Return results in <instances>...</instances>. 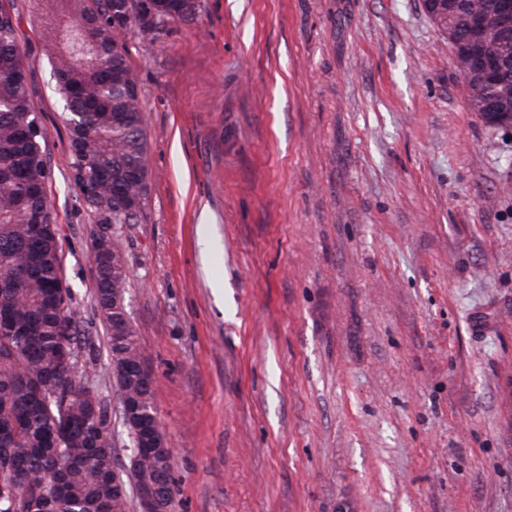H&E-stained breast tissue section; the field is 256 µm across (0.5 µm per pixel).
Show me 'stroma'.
I'll return each instance as SVG.
<instances>
[{"mask_svg": "<svg viewBox=\"0 0 512 512\" xmlns=\"http://www.w3.org/2000/svg\"><path fill=\"white\" fill-rule=\"evenodd\" d=\"M78 377L127 432L92 220L14 0ZM144 216L126 297L177 512H512V130L471 112L422 0H201L145 47Z\"/></svg>", "mask_w": 512, "mask_h": 512, "instance_id": "stroma-1", "label": "stroma"}]
</instances>
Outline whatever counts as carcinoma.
Returning a JSON list of instances; mask_svg holds the SVG:
<instances>
[{"mask_svg": "<svg viewBox=\"0 0 512 512\" xmlns=\"http://www.w3.org/2000/svg\"><path fill=\"white\" fill-rule=\"evenodd\" d=\"M453 19L423 10L453 39L455 59L474 45L470 18L498 10L499 0H448ZM36 24L54 50L53 73L69 128L72 181L96 228L91 250L113 224H138L150 171L149 141L125 36L138 30L146 47L177 24L196 22L200 0H35ZM483 52L501 64L512 89V44L494 34ZM469 106L493 126L512 127V94L464 77ZM50 171L34 112L17 21L0 19V512H127L128 491L115 482L108 410L93 387H73L78 328L64 286L59 224L46 192ZM96 309L109 337L117 400L130 438V486L158 484L176 512L171 455L138 448L142 419L155 413L137 331L125 308L128 267L111 242L94 267Z\"/></svg>", "mask_w": 512, "mask_h": 512, "instance_id": "carcinoma-1", "label": "carcinoma"}]
</instances>
